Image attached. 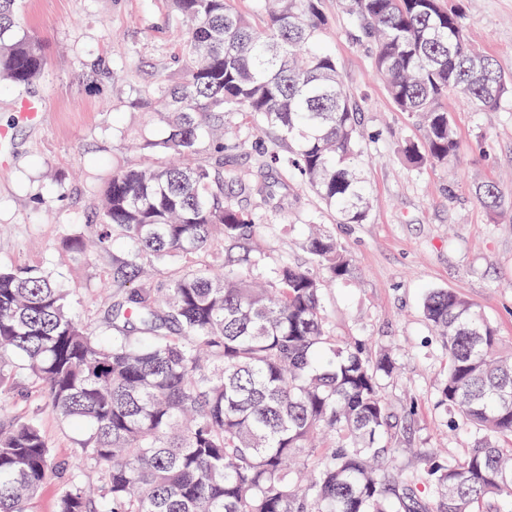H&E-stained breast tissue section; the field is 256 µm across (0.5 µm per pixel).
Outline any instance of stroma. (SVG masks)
<instances>
[{"instance_id": "35a3bbf8", "label": "stroma", "mask_w": 512, "mask_h": 512, "mask_svg": "<svg viewBox=\"0 0 512 512\" xmlns=\"http://www.w3.org/2000/svg\"><path fill=\"white\" fill-rule=\"evenodd\" d=\"M350 0H321L323 45L336 58L345 88L362 105L359 171L370 188L363 224H339L322 210L296 174L277 168L267 182L277 211L258 228L264 248L308 264L301 243L315 222L352 258L345 279L326 291L335 332L372 347L392 348L396 372L383 382L388 405L404 417L395 465L414 473L412 451L457 458L472 441L469 428L437 404L446 371L442 340L423 314V293L443 288L465 297L498 329L502 354H512V99L482 110L448 99L458 149L445 164L413 167L402 159L422 133L399 112L376 75L369 46L356 42ZM463 18L468 40L512 72V0H447ZM22 26L41 39L46 66L28 88L0 89V126L12 135L0 151V265L34 266L72 288L71 309L91 331L106 334L112 302V255L75 257L66 235L85 233L100 208V189L117 165L148 158L130 136L162 137L164 125L138 90L179 81L184 21L168 0H22ZM42 103L40 124L16 121L19 99ZM495 184L504 212L488 210L479 190ZM37 394L16 383L0 389V412L36 415L56 457L74 455L71 428L46 411Z\"/></svg>"}]
</instances>
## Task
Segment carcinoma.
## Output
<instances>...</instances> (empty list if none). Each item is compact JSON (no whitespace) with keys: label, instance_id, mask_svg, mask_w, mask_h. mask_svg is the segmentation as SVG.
Masks as SVG:
<instances>
[{"label":"carcinoma","instance_id":"carcinoma-1","mask_svg":"<svg viewBox=\"0 0 512 512\" xmlns=\"http://www.w3.org/2000/svg\"><path fill=\"white\" fill-rule=\"evenodd\" d=\"M321 0H261L253 25L230 0H171L188 22L181 82L161 99L154 153L186 165L117 169L92 225L112 254V335L71 311V289L34 267L0 268V387L22 376L43 409L77 431L73 461L56 460L33 418H0V512H31L61 469L56 512H506L512 508V359L494 325L465 298L430 291L424 314L448 371L438 404L474 431L452 462L416 450L420 468L393 467L398 427L381 394L394 362L331 329L324 288L349 255L325 231L308 235L310 266L275 260L265 284L247 272L262 213L273 209L262 167L295 170L340 224H363L369 187L358 172L361 112L323 50ZM352 25L374 44L389 99L422 131L404 147L415 166L458 147L448 96L494 109L512 76L472 47L443 0H351ZM21 0H0V83L16 89L44 69L41 40L20 27ZM241 117L264 133L259 169L225 168L234 148L217 133ZM290 143L288 151L281 145ZM210 159H199L204 147ZM254 195L255 212L237 196ZM219 241L223 273L187 266L162 281L145 267L193 257ZM98 474L96 491L81 475Z\"/></svg>","mask_w":512,"mask_h":512}]
</instances>
